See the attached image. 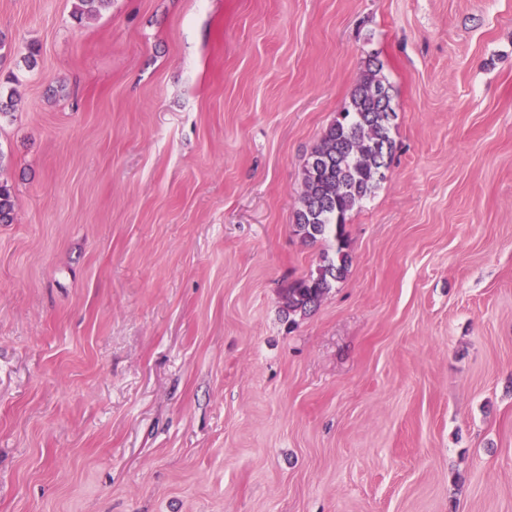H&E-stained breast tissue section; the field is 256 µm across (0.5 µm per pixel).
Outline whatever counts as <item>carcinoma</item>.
I'll use <instances>...</instances> for the list:
<instances>
[{"instance_id": "obj_1", "label": "carcinoma", "mask_w": 512, "mask_h": 512, "mask_svg": "<svg viewBox=\"0 0 512 512\" xmlns=\"http://www.w3.org/2000/svg\"><path fill=\"white\" fill-rule=\"evenodd\" d=\"M382 66L368 64L351 94L350 106L327 129L304 169V192L295 213L296 233L307 242L331 236L335 257L323 258L316 271L288 289V314L316 306L350 264L345 233L347 216L385 179L393 151L389 125L395 116ZM11 188L0 183V223L13 221Z\"/></svg>"}]
</instances>
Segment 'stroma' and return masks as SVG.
Wrapping results in <instances>:
<instances>
[{
  "label": "stroma",
  "instance_id": "stroma-1",
  "mask_svg": "<svg viewBox=\"0 0 512 512\" xmlns=\"http://www.w3.org/2000/svg\"><path fill=\"white\" fill-rule=\"evenodd\" d=\"M77 4L0 0V512H512V0ZM373 59L395 151L292 318Z\"/></svg>",
  "mask_w": 512,
  "mask_h": 512
}]
</instances>
